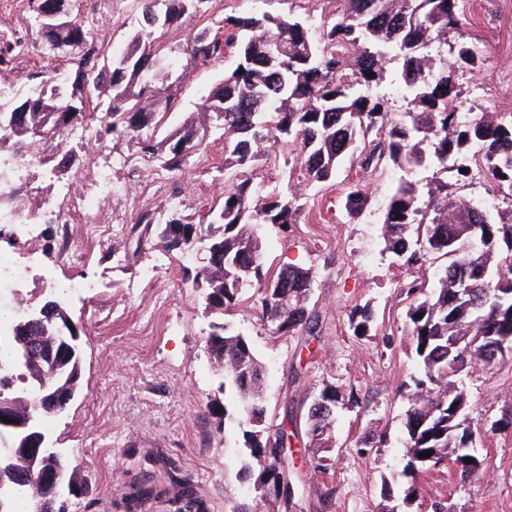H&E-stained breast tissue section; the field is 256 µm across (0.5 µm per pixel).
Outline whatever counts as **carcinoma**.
I'll use <instances>...</instances> for the list:
<instances>
[{
    "instance_id": "obj_1",
    "label": "carcinoma",
    "mask_w": 512,
    "mask_h": 512,
    "mask_svg": "<svg viewBox=\"0 0 512 512\" xmlns=\"http://www.w3.org/2000/svg\"><path fill=\"white\" fill-rule=\"evenodd\" d=\"M48 1L63 18L38 19V32L52 46L70 45L72 53L65 66L31 75L24 89L13 83L0 88V144L28 139L49 148L65 166L72 150L59 149V139L68 127L80 124L135 141L143 154L173 172L206 150L208 132L220 127L222 202L197 222L170 210L160 231L167 252L185 250L193 238L205 241L211 263L195 273L193 283L205 290L210 310L236 307L254 279L261 290V320L272 334L315 335L318 320L310 300L316 269L286 266L265 274L255 226L295 223L307 188L333 180L347 158L366 173L388 161L400 169L432 171L425 181L400 180L381 227L387 251L409 267L422 265L429 253L449 258L437 269L430 292L423 281L408 285L414 300L406 319L420 376L412 378L414 389L407 395V461L396 478L383 481L384 494L394 498L397 486L408 503L417 476L443 462L463 476L478 471L483 458L466 423L467 396L459 376L475 363L495 365L504 353L491 346L504 336L512 354V277L499 274L503 267L512 268V113L482 112L462 122L448 108L456 73L478 71L481 64L463 30L465 0H342L340 17L324 21L317 37L291 12L229 16L222 36L206 30L196 34L192 53L205 60L231 54L235 67L202 97L198 122L160 141L158 132L172 107L171 71L160 81L149 78L163 62L145 37L178 25L189 13H205L209 0H138L142 28L117 55L101 51L96 33L81 17L79 0H29V10L38 15ZM452 30L459 42L449 55L443 45ZM31 47L28 36L1 30L0 72L12 71L13 61ZM392 61L398 67H389ZM386 85L402 91L407 121L391 122L388 98L372 93ZM290 143L301 180L285 194L260 195L252 188V172ZM448 172L461 188L482 180L508 209L489 211L473 196L448 191ZM368 202L362 189L346 195L351 215L360 214ZM66 320L60 302L46 300L37 312L14 322L13 345L3 355L9 370L24 372L28 381L24 398L34 432L50 415L43 407L49 393L58 388L74 392L79 385V353L57 355L51 363L46 358L61 345L59 325ZM350 326L369 335L375 326L373 309L354 306ZM209 348L224 361V388L244 403L247 453L240 456L238 473L253 482L269 512H293L288 488L296 474L287 459L271 462L272 438L290 434L282 423L266 424L262 360L244 335L223 324L213 326ZM320 400L323 404L312 405L307 414L315 471L326 469L332 423L344 406L334 387L324 389ZM25 436L0 427V440L7 441L0 449V512H7V501L19 493L40 503L42 512H56V490L43 484L29 464ZM424 451L431 456L420 457ZM176 485L173 512H210L189 480ZM279 485L282 493L273 499L266 495ZM150 494L132 486L127 512H138Z\"/></svg>"
}]
</instances>
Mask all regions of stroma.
Instances as JSON below:
<instances>
[{
  "label": "stroma",
  "instance_id": "1",
  "mask_svg": "<svg viewBox=\"0 0 512 512\" xmlns=\"http://www.w3.org/2000/svg\"><path fill=\"white\" fill-rule=\"evenodd\" d=\"M341 8L340 0H209L205 16L188 14L178 26L154 31V47L176 53L171 92L177 104L167 129L195 116L202 94L234 66L230 56L194 58L195 34L221 31L228 16L289 10L308 17L316 33ZM80 10L88 28L106 31L103 46L111 52L124 50L140 27L136 0H80ZM465 14L482 65L456 77V93L473 112H512V0H467ZM207 142V160L169 173L144 159L136 143L92 131L71 169L45 161L31 170L14 200L34 211L44 200L60 201L62 185L75 174L91 180L99 167L111 166L115 191L99 207L115 226L98 240L90 260L63 255L59 225H40L28 237L0 228V250L58 278L98 285L93 297L62 302L83 327L79 389L64 412L42 424L47 446L63 454L74 485L63 496L66 510L126 512V492L144 483L153 494L143 512H169L166 493L186 476L213 512L231 505L266 512L238 477L244 446L239 405L225 393L223 364L208 346L213 325L224 323L249 339L265 366L269 423H290L301 435L308 408L324 388L354 396L336 414L327 470H312L305 441H297L296 512H383L382 479L404 463L406 385L418 365L405 319V285L416 271L386 253L380 228L398 180L417 181L422 174L386 166L367 175L346 165L334 181L309 189L295 224L259 225L268 273L288 265L318 271L311 300L317 335L275 337L253 310L257 287L245 288L235 309L209 311L192 285L194 254L163 257L157 235L140 238L144 211L173 206L196 218L219 201L224 142L216 131ZM352 185L369 195L367 209L357 216L345 207ZM365 303L375 311L377 330L357 337L349 315ZM462 385L483 466L465 479L449 464L423 473L408 512H512V355L493 368L463 374ZM213 406L227 408L225 422L212 417ZM369 430L384 440L364 458L355 444Z\"/></svg>",
  "mask_w": 512,
  "mask_h": 512
}]
</instances>
